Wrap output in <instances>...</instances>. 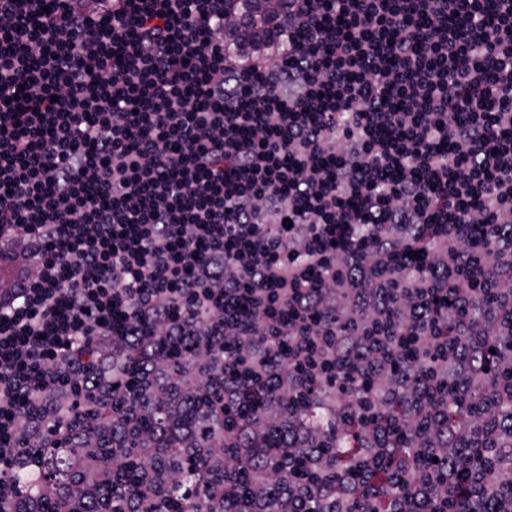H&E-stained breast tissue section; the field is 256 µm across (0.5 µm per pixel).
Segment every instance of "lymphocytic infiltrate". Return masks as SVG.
<instances>
[{
  "label": "lymphocytic infiltrate",
  "instance_id": "1",
  "mask_svg": "<svg viewBox=\"0 0 512 512\" xmlns=\"http://www.w3.org/2000/svg\"><path fill=\"white\" fill-rule=\"evenodd\" d=\"M237 0H0V512H38L16 479L67 443L62 512H109L101 491L121 434L141 463L127 512L163 505L183 466L224 485L176 512H223L247 472L250 512H416L435 497L499 512L448 466L446 442L391 419L430 408L413 387L482 385L512 366L465 357L512 339V0H271L280 49L224 47ZM497 310L470 317L483 294ZM194 344L181 370L162 347ZM249 374L225 378V353ZM345 366L382 413L330 471L299 398L340 406ZM143 388L113 412L129 372ZM223 394L182 426L164 466L133 413ZM252 400L254 416L225 422ZM276 423L302 468L269 496L253 451ZM233 449L224 460L223 449Z\"/></svg>",
  "mask_w": 512,
  "mask_h": 512
}]
</instances>
